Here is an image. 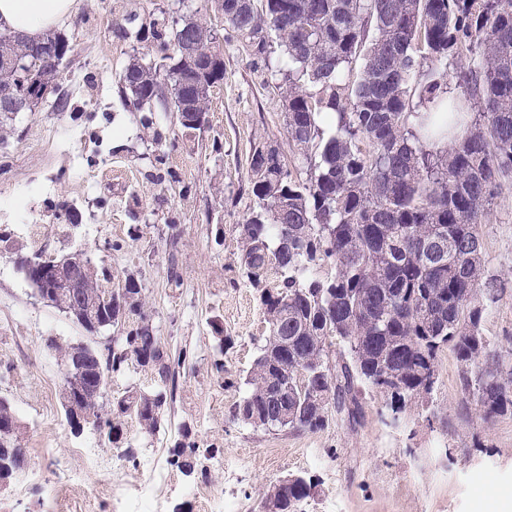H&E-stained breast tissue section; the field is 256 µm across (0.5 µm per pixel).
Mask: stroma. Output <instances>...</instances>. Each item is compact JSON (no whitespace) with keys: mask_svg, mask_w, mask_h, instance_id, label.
<instances>
[{"mask_svg":"<svg viewBox=\"0 0 512 512\" xmlns=\"http://www.w3.org/2000/svg\"><path fill=\"white\" fill-rule=\"evenodd\" d=\"M170 12L177 0H76L64 24L76 52L64 71L67 111L42 105L15 114L0 143V397L8 399L23 427L27 464L0 489V512H54L70 494L69 512H113L101 464L115 474L139 475L158 461L168 475L154 485L163 512H261L267 486L291 474L316 479L317 492L303 512H512V416L485 422L462 400L461 366L441 351L431 395L408 405L399 426L386 423V399L357 388L359 413H341L320 430L253 428L232 419L246 394L244 378L267 334L258 293L234 280L229 267L239 251L236 231L254 205L247 191L253 142L278 146L288 167L306 178L307 164L288 144L281 95L254 69V57L231 38L214 0H193L198 20L224 39V81L210 96L209 125L182 134L172 113H158L165 136L157 145L138 118L126 112L115 76L147 44L112 34L127 12ZM137 191L138 217L126 207ZM30 193L33 214L15 209ZM81 215L65 219V207ZM50 225L45 252H88L115 281L134 276L176 369L168 425L142 432L135 418L125 431L132 456L93 426L73 433L61 407L62 370L49 339L103 346L35 295L17 268V255L32 252L22 225L28 218ZM484 277L498 296L482 333L512 359V178L481 226ZM177 259L179 285L168 281ZM218 317L232 343L218 350L207 320ZM223 359V373L213 363ZM194 442L197 470L184 474L172 450Z\"/></svg>","mask_w":512,"mask_h":512,"instance_id":"obj_1","label":"stroma"}]
</instances>
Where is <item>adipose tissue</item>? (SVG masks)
<instances>
[{"instance_id":"adipose-tissue-1","label":"adipose tissue","mask_w":512,"mask_h":512,"mask_svg":"<svg viewBox=\"0 0 512 512\" xmlns=\"http://www.w3.org/2000/svg\"><path fill=\"white\" fill-rule=\"evenodd\" d=\"M75 0H0V28L35 37L71 14Z\"/></svg>"}]
</instances>
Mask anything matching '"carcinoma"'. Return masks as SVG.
Listing matches in <instances>:
<instances>
[{
  "label": "carcinoma",
  "mask_w": 512,
  "mask_h": 512,
  "mask_svg": "<svg viewBox=\"0 0 512 512\" xmlns=\"http://www.w3.org/2000/svg\"><path fill=\"white\" fill-rule=\"evenodd\" d=\"M235 37L261 59L282 89L288 144L308 163L300 180L280 150L251 144L248 192L254 205L237 225L240 249L229 271L259 289L268 333L234 410L239 422L285 410L287 427L313 432L332 411L358 412L355 384L390 399L394 412L430 395L437 357L444 349L462 367L461 391L486 421L512 415V366L482 336L485 298L480 227L501 179L512 174V0H216ZM119 40L152 43L116 74L120 97L142 112L182 116L185 135L209 123L210 93L224 81V44L190 8L177 18L164 10L130 11L114 28ZM43 36L60 47L62 64L32 61L33 77L59 91L73 38L57 30ZM31 39L0 29V59L30 56ZM360 60L359 72L353 62ZM480 114L459 136L448 128L465 112L445 97L448 70ZM15 74L0 66V94L19 97ZM446 144L438 148L437 139ZM30 282L44 296L43 253L26 255ZM85 300L99 298L112 271L82 250ZM327 273L320 277L318 270ZM279 283L263 288L269 271ZM140 283L129 276L112 291V305L92 316L65 312L93 335L123 329L104 350L50 340L61 367L87 354L84 375L107 388L129 363L158 377L148 392H130L106 410L94 389L73 396L95 418L110 443L124 444V417L136 416L147 434L160 428L174 399L175 358L142 322L151 319ZM339 347L333 348V341ZM288 391L282 405L275 395ZM0 418L14 430L0 435V483L26 462L20 424L11 402L0 398ZM191 474L194 451L173 449ZM317 484L300 479L271 484L276 512H299Z\"/></svg>",
  "instance_id": "obj_1"
}]
</instances>
